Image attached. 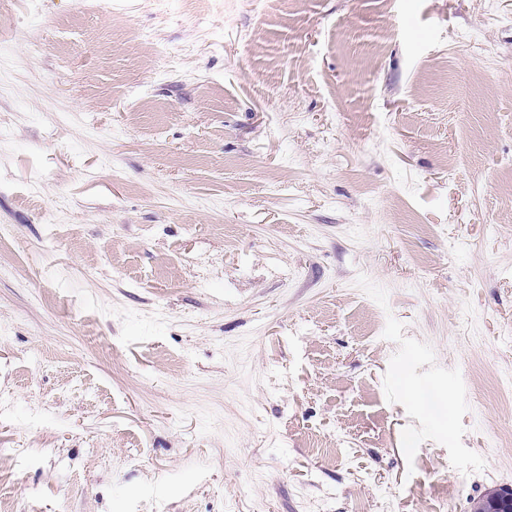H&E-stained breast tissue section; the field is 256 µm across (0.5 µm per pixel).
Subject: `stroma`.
<instances>
[{
	"label": "stroma",
	"mask_w": 512,
	"mask_h": 512,
	"mask_svg": "<svg viewBox=\"0 0 512 512\" xmlns=\"http://www.w3.org/2000/svg\"><path fill=\"white\" fill-rule=\"evenodd\" d=\"M0 454L8 512L512 488V0H14Z\"/></svg>",
	"instance_id": "obj_1"
}]
</instances>
